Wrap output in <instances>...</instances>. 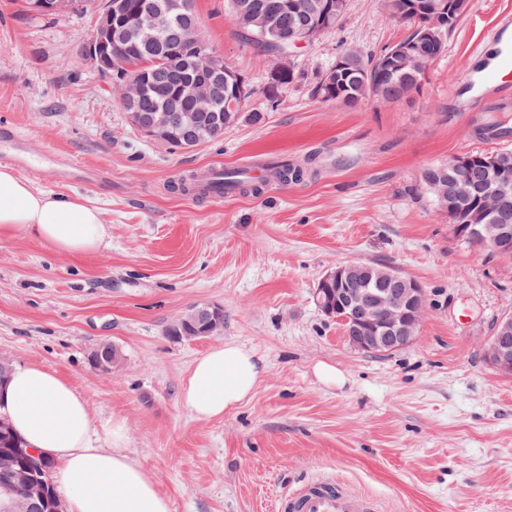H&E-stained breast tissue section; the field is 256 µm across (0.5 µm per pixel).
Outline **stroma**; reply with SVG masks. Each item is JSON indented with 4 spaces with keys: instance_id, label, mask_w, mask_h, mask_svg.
Here are the masks:
<instances>
[{
    "instance_id": "1",
    "label": "stroma",
    "mask_w": 512,
    "mask_h": 512,
    "mask_svg": "<svg viewBox=\"0 0 512 512\" xmlns=\"http://www.w3.org/2000/svg\"><path fill=\"white\" fill-rule=\"evenodd\" d=\"M209 43L248 80L246 114L216 144L174 150L128 120L110 76L81 61L89 12L43 17L0 0V122L24 134V178L98 207L111 239L70 256L19 234L0 239V358L56 370L93 417H118L127 451L150 470L171 512H275L319 477L374 499L380 512H512V376L484 350L512 313V259L458 238L422 181L470 151H512L475 136L469 87L512 0H473L418 91L351 110L314 99L320 71L347 48L377 54L406 27L381 0H348L339 27L290 58L300 82L268 103L274 59L240 43L227 0H193ZM311 168L260 192L197 197L171 182L200 167L270 156ZM102 170L100 184L57 182L58 159ZM377 263L415 279L427 311L417 340L390 355L353 349L313 301L323 274ZM224 311L219 336L183 339L186 309ZM123 367L88 357L102 341ZM232 342L266 372L252 399L195 419L180 400L193 360ZM336 370L320 379L316 366Z\"/></svg>"
}]
</instances>
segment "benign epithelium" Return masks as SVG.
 Segmentation results:
<instances>
[{
	"mask_svg": "<svg viewBox=\"0 0 512 512\" xmlns=\"http://www.w3.org/2000/svg\"><path fill=\"white\" fill-rule=\"evenodd\" d=\"M343 0H318L311 13L304 15V23L283 32L263 14L245 9L234 13L236 28L253 38L271 39L281 55L291 56L294 50L311 41L331 26ZM31 10L37 14H56L76 8L74 0H31ZM386 7L397 13H414L419 21L413 30L414 40L392 45L387 62L414 70L426 76L433 64L418 50L425 43L440 44L444 40V26L464 17L471 9V0H408L398 4L394 0ZM181 20L174 38L166 42L169 59L188 61L196 74L185 77L173 89L165 104L146 110L140 103L145 83L149 79L148 61L139 62L138 75L128 81L121 103L131 124L145 138L167 145L180 132V143L185 148L199 144L211 132L213 123L205 113L212 111L217 89L212 77L232 79V94L226 100L225 110L235 111L244 100L247 79L227 67L224 55L205 40L202 27L191 11L189 0H151L145 8L130 11L127 0H105L95 12L91 35L81 51V58L98 70L125 74L134 69V54L140 52L145 34L162 27L172 19ZM470 165V158L460 154L448 158V169L457 173L446 207L470 199L474 187L460 172ZM484 202L468 210L464 224L453 225L456 236L475 241L492 253L507 258L512 255V225L491 224L489 216L512 200V169L500 164H489L485 169ZM372 265L343 264L328 270L314 289V298L321 312L338 321L349 344L356 350L376 354H390L413 344L426 314V292L415 280L393 268L383 279L386 288L371 286ZM204 312L191 307L180 316V322L189 324ZM212 328L221 325L223 310L214 307L206 313ZM488 366L503 375H512V314L502 316L485 350ZM31 466L14 469L9 462H0V492L8 495L12 486L25 487V500L0 499V512H33L45 498V481L39 476L42 457L25 449Z\"/></svg>",
	"mask_w": 512,
	"mask_h": 512,
	"instance_id": "7a95c632",
	"label": "benign epithelium"
}]
</instances>
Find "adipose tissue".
I'll return each instance as SVG.
<instances>
[{
	"instance_id": "1",
	"label": "adipose tissue",
	"mask_w": 512,
	"mask_h": 512,
	"mask_svg": "<svg viewBox=\"0 0 512 512\" xmlns=\"http://www.w3.org/2000/svg\"><path fill=\"white\" fill-rule=\"evenodd\" d=\"M19 233L64 254L86 255L106 245L109 226L98 208L38 190L0 165V238ZM264 373L243 346L210 348L191 363L182 404L199 420L222 417L251 400ZM0 413L26 447L53 460L66 512H171L152 474L128 454L124 420L97 422L55 370L36 363L13 367L0 387Z\"/></svg>"
}]
</instances>
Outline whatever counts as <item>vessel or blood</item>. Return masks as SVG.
<instances>
[{
    "label": "vessel or blood",
    "mask_w": 512,
    "mask_h": 512,
    "mask_svg": "<svg viewBox=\"0 0 512 512\" xmlns=\"http://www.w3.org/2000/svg\"><path fill=\"white\" fill-rule=\"evenodd\" d=\"M512 30V16L501 15L491 30L499 45L493 62L482 70L480 85L482 94L487 95L492 107L512 106V86L506 79L512 75V40L507 33ZM11 143L13 158L17 165L26 166L23 139L17 127L10 122L0 123V142ZM53 174L60 180H85L101 182L97 168L91 166H65L54 169ZM374 504L366 498L353 494L349 489L331 478L312 480L296 490L282 495L277 504L278 512H374Z\"/></svg>",
    "instance_id": "b4317fda"
}]
</instances>
